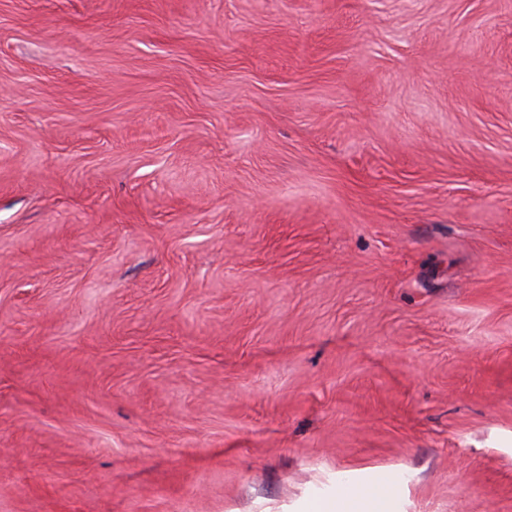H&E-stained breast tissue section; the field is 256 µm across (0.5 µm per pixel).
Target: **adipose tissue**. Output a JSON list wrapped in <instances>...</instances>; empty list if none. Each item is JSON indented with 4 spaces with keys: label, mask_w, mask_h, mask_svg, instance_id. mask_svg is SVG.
<instances>
[{
    "label": "adipose tissue",
    "mask_w": 512,
    "mask_h": 512,
    "mask_svg": "<svg viewBox=\"0 0 512 512\" xmlns=\"http://www.w3.org/2000/svg\"><path fill=\"white\" fill-rule=\"evenodd\" d=\"M399 477L386 474L365 485L344 482L340 494L307 505L304 512H393Z\"/></svg>",
    "instance_id": "ef3b65f1"
}]
</instances>
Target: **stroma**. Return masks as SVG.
<instances>
[{"label":"stroma","mask_w":512,"mask_h":512,"mask_svg":"<svg viewBox=\"0 0 512 512\" xmlns=\"http://www.w3.org/2000/svg\"><path fill=\"white\" fill-rule=\"evenodd\" d=\"M512 512V0H0V512ZM399 493V477L384 474L365 485H353L349 480L342 484V491L307 505L304 512H393Z\"/></svg>","instance_id":"obj_1"}]
</instances>
